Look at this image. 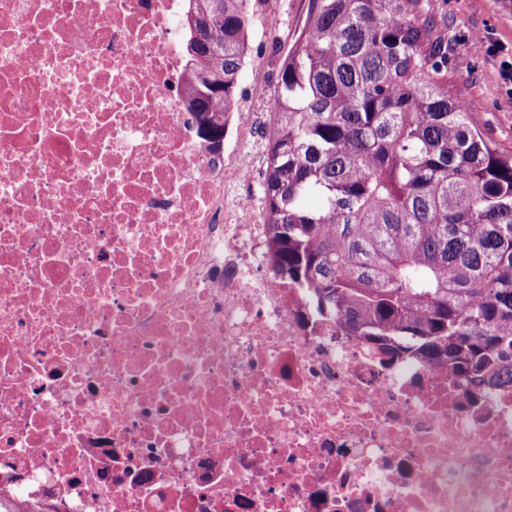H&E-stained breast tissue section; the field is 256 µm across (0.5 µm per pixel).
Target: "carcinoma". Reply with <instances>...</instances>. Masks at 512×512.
Returning a JSON list of instances; mask_svg holds the SVG:
<instances>
[{"label": "carcinoma", "mask_w": 512, "mask_h": 512, "mask_svg": "<svg viewBox=\"0 0 512 512\" xmlns=\"http://www.w3.org/2000/svg\"><path fill=\"white\" fill-rule=\"evenodd\" d=\"M185 108L237 111L265 0H187ZM263 205L273 270L315 322L396 359L512 386V147L448 87L423 0H309L279 72ZM0 500V512H51Z\"/></svg>", "instance_id": "cac0c4a2"}]
</instances>
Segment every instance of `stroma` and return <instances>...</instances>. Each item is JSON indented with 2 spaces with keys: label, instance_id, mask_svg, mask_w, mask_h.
Wrapping results in <instances>:
<instances>
[{
  "label": "stroma",
  "instance_id": "35a3bbf8",
  "mask_svg": "<svg viewBox=\"0 0 512 512\" xmlns=\"http://www.w3.org/2000/svg\"><path fill=\"white\" fill-rule=\"evenodd\" d=\"M430 15L450 44L448 84L462 94L483 132L512 146V84L501 76V54L477 50L473 35L512 50V0H426ZM308 0H265L251 31L249 59L237 88L241 106L251 112L273 109L280 55L286 54Z\"/></svg>",
  "mask_w": 512,
  "mask_h": 512
}]
</instances>
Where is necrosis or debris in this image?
<instances>
[{
    "label": "necrosis or debris",
    "mask_w": 512,
    "mask_h": 512,
    "mask_svg": "<svg viewBox=\"0 0 512 512\" xmlns=\"http://www.w3.org/2000/svg\"><path fill=\"white\" fill-rule=\"evenodd\" d=\"M183 0H0V497L512 512V391L385 362L269 273L250 113L183 105Z\"/></svg>",
    "instance_id": "necrosis-or-debris-1"
}]
</instances>
